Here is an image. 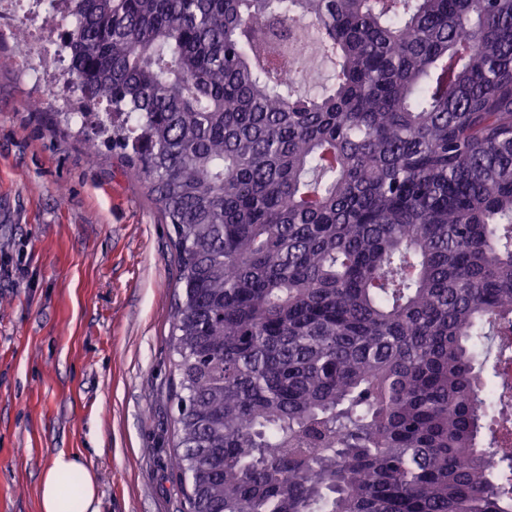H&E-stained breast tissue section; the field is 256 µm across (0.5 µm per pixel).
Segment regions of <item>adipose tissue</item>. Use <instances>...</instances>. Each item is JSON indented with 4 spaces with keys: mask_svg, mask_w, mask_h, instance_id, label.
<instances>
[{
    "mask_svg": "<svg viewBox=\"0 0 512 512\" xmlns=\"http://www.w3.org/2000/svg\"><path fill=\"white\" fill-rule=\"evenodd\" d=\"M40 512H99L98 482L85 459L58 453L44 468Z\"/></svg>",
    "mask_w": 512,
    "mask_h": 512,
    "instance_id": "1",
    "label": "adipose tissue"
}]
</instances>
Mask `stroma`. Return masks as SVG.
<instances>
[{
    "instance_id": "obj_1",
    "label": "stroma",
    "mask_w": 512,
    "mask_h": 512,
    "mask_svg": "<svg viewBox=\"0 0 512 512\" xmlns=\"http://www.w3.org/2000/svg\"><path fill=\"white\" fill-rule=\"evenodd\" d=\"M66 59L40 18L0 26V512H40L60 452L92 465L100 512H183L171 227L111 148L87 150L107 103L52 124Z\"/></svg>"
}]
</instances>
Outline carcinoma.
Instances as JSON below:
<instances>
[{
	"instance_id": "carcinoma-1",
	"label": "carcinoma",
	"mask_w": 512,
	"mask_h": 512,
	"mask_svg": "<svg viewBox=\"0 0 512 512\" xmlns=\"http://www.w3.org/2000/svg\"><path fill=\"white\" fill-rule=\"evenodd\" d=\"M172 226L184 512H512V0H71ZM335 82L295 94L263 26Z\"/></svg>"
}]
</instances>
